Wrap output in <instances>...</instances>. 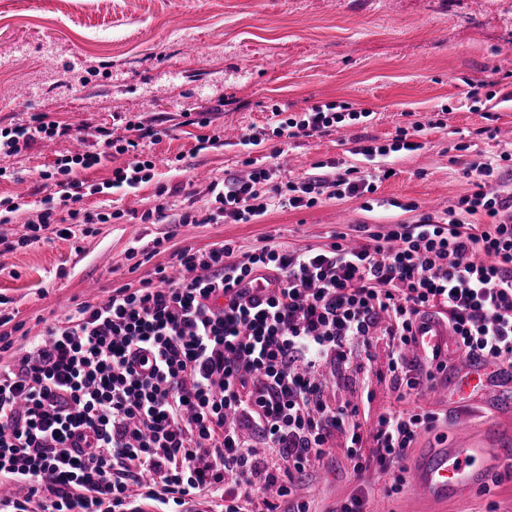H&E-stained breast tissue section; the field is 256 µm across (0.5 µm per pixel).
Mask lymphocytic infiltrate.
<instances>
[{"label":"lymphocytic infiltrate","instance_id":"1","mask_svg":"<svg viewBox=\"0 0 512 512\" xmlns=\"http://www.w3.org/2000/svg\"><path fill=\"white\" fill-rule=\"evenodd\" d=\"M275 133L326 135L367 122L372 112L349 101L306 109L302 118L272 108ZM127 137L102 130L93 149L59 156L39 174L45 195L37 218L17 241L38 242L53 224H105L122 218L84 209L86 193L136 189L153 178L140 145L157 130L127 122ZM70 129L33 114L0 130V157L16 155L35 136ZM406 129L391 142L356 146L362 166L329 177L282 181L268 158L245 159L246 174L212 182L203 215L181 223L253 224L273 207L302 210L323 198L374 193L377 173L394 154L419 150ZM129 162L103 185L85 186L77 169L115 155ZM472 190L449 219L426 215L393 224L363 241L319 248L272 243L241 263L229 243L175 251L138 286L114 288L46 328L29 350L0 366V473L28 489L0 498V512H29L30 497L47 512H130V485L166 512L207 493L224 512H309L295 480L331 455L341 435L355 474L404 482L405 460L439 413L391 408L372 427L354 406L333 407L320 371L349 366L378 342L388 348L396 387L419 392L447 360L426 365L408 357L414 328L433 315L448 323L456 350L512 364V188L505 166L471 160ZM253 431L268 449L258 456Z\"/></svg>","mask_w":512,"mask_h":512}]
</instances>
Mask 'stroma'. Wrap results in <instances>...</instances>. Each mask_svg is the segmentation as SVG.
<instances>
[{
	"label": "stroma",
	"mask_w": 512,
	"mask_h": 512,
	"mask_svg": "<svg viewBox=\"0 0 512 512\" xmlns=\"http://www.w3.org/2000/svg\"><path fill=\"white\" fill-rule=\"evenodd\" d=\"M485 80L512 92V0H0V129L34 113L69 126L54 139L35 138L5 165L16 180L0 179V200L24 195L25 204L0 238L16 240L24 220L35 218L40 195L34 181L58 155L75 150L79 137L105 128L125 136L126 121L159 129L144 141L156 162L151 182L134 194L117 189L86 198L92 210H123L106 224H54L39 242L14 250L0 245V313L15 352L69 309L106 299L113 288L138 285L173 251L230 243L232 261L276 241L320 247L338 232L387 233L390 224L444 215L455 207L474 154L512 155V101L473 111L468 84ZM347 100L372 110L364 124L314 137L287 139L269 132L244 151L238 140L268 124L273 106L300 117L314 105ZM203 112L207 126L187 125L183 115ZM441 115L443 127L427 121ZM420 125V150L400 153L392 175L374 194L325 199L305 210L275 208L254 224H182L190 195L205 194L212 181L241 170L245 155L276 154L282 180L315 175L319 163L360 164L358 138L385 142L398 129ZM217 136L221 147L199 149ZM181 157L180 169L166 162ZM170 193L158 199L156 188ZM395 199V208L382 201ZM416 203L413 211L404 210ZM165 204L155 224L142 212ZM164 249L153 252V239ZM327 399L358 406L369 425L385 410L421 406L444 419L421 433L422 450L455 441L461 429L483 428L488 412L478 405L449 407L432 392L398 397L387 370V348L378 344L372 362L327 373ZM389 477H357L341 450L300 475L296 496L312 512H333L359 485L370 491L377 512H512V472L448 503L424 501L411 483L387 494Z\"/></svg>",
	"instance_id": "obj_1"
}]
</instances>
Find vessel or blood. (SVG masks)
<instances>
[{
	"mask_svg": "<svg viewBox=\"0 0 512 512\" xmlns=\"http://www.w3.org/2000/svg\"><path fill=\"white\" fill-rule=\"evenodd\" d=\"M448 349V326L426 320L409 345V354L426 358ZM436 397L462 406L484 404L498 423L481 433L462 435L456 442L431 448L410 464V478L428 502L445 503L485 485L499 473L512 469V448L506 445L505 418L512 416V365H492L485 358L462 352L453 354L447 378L432 387Z\"/></svg>",
	"mask_w": 512,
	"mask_h": 512,
	"instance_id": "vessel-or-blood-1",
	"label": "vessel or blood"
}]
</instances>
